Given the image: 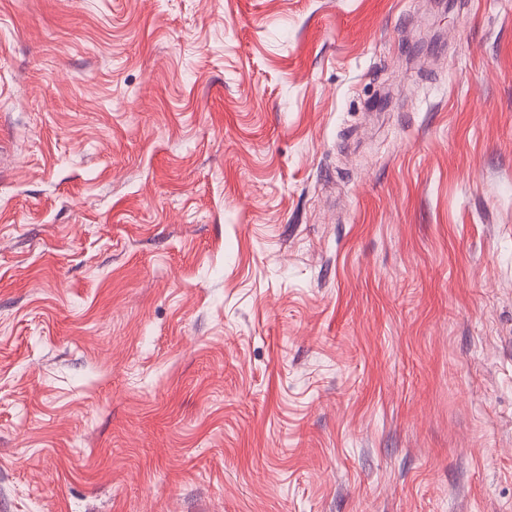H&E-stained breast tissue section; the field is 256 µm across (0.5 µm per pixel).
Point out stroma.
I'll list each match as a JSON object with an SVG mask.
<instances>
[{
	"instance_id": "35a3bbf8",
	"label": "stroma",
	"mask_w": 512,
	"mask_h": 512,
	"mask_svg": "<svg viewBox=\"0 0 512 512\" xmlns=\"http://www.w3.org/2000/svg\"><path fill=\"white\" fill-rule=\"evenodd\" d=\"M0 0V512H512V0Z\"/></svg>"
}]
</instances>
